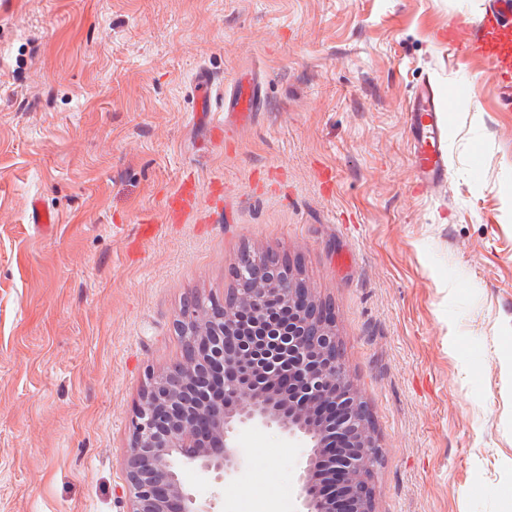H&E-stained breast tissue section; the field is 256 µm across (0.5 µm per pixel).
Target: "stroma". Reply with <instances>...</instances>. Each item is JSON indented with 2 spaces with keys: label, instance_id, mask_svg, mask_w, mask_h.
I'll return each instance as SVG.
<instances>
[{
  "label": "stroma",
  "instance_id": "obj_1",
  "mask_svg": "<svg viewBox=\"0 0 512 512\" xmlns=\"http://www.w3.org/2000/svg\"><path fill=\"white\" fill-rule=\"evenodd\" d=\"M487 0H0V512H128V422L180 360L187 300L242 248L334 316L381 459L378 512L512 503V112L437 41ZM261 74L243 126L224 88ZM213 84L196 113L195 79ZM450 110L447 193L417 190L405 106ZM196 196L177 219L167 199ZM58 218L36 232L26 206ZM212 512H299L306 444L242 429Z\"/></svg>",
  "mask_w": 512,
  "mask_h": 512
}]
</instances>
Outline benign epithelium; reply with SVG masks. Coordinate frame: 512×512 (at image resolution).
Listing matches in <instances>:
<instances>
[{"label":"benign epithelium","instance_id":"benign-epithelium-1","mask_svg":"<svg viewBox=\"0 0 512 512\" xmlns=\"http://www.w3.org/2000/svg\"><path fill=\"white\" fill-rule=\"evenodd\" d=\"M229 274L240 287L224 301L184 306L181 360L141 391L124 460L129 512H212L186 488L185 472L232 476L242 465L237 432L254 424L309 441L301 512H376L367 470L379 445L330 310L276 255L238 262ZM321 468L341 481L339 498L322 494Z\"/></svg>","mask_w":512,"mask_h":512}]
</instances>
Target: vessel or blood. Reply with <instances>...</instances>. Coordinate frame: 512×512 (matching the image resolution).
Segmentation results:
<instances>
[{"label":"vessel or blood","instance_id":"b4317fda","mask_svg":"<svg viewBox=\"0 0 512 512\" xmlns=\"http://www.w3.org/2000/svg\"><path fill=\"white\" fill-rule=\"evenodd\" d=\"M438 38L463 57L483 60L500 97L512 99V0H488L476 21L451 25ZM259 103L258 83L241 80L224 94V116L239 124L248 123ZM445 110L437 86L426 79L412 92L405 108L416 184L425 192L448 182Z\"/></svg>","mask_w":512,"mask_h":512}]
</instances>
